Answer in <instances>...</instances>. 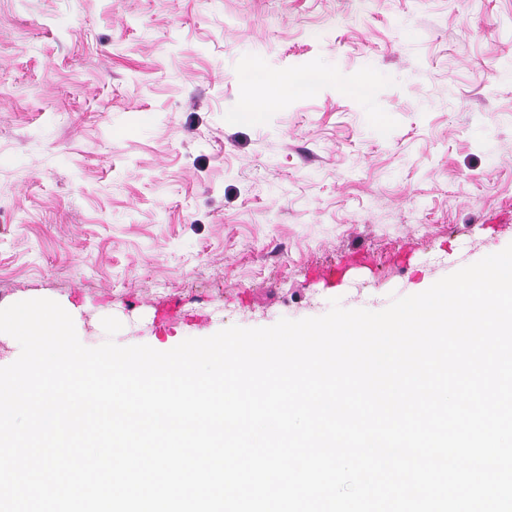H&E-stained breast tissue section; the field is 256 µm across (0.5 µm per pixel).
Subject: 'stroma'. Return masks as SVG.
Instances as JSON below:
<instances>
[{"label": "stroma", "instance_id": "obj_1", "mask_svg": "<svg viewBox=\"0 0 512 512\" xmlns=\"http://www.w3.org/2000/svg\"><path fill=\"white\" fill-rule=\"evenodd\" d=\"M257 66L322 83L244 123ZM510 244L512 0H0V303L85 346L379 311Z\"/></svg>", "mask_w": 512, "mask_h": 512}]
</instances>
